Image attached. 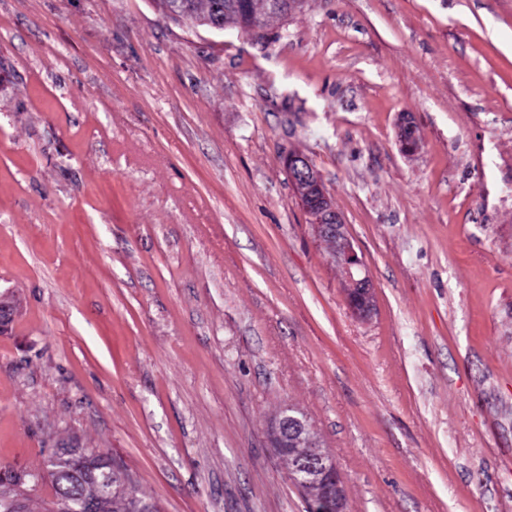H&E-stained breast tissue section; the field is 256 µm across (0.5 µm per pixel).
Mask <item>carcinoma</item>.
Segmentation results:
<instances>
[{"label": "carcinoma", "instance_id": "carcinoma-1", "mask_svg": "<svg viewBox=\"0 0 512 512\" xmlns=\"http://www.w3.org/2000/svg\"><path fill=\"white\" fill-rule=\"evenodd\" d=\"M156 8L175 22L189 23L194 26H209L211 23L222 21L241 31L258 42H265L277 33L268 31V22L277 14L267 11L265 0H152ZM87 471L102 468L101 452L94 448L83 449V455L71 462L64 460L55 463L48 458L43 467L16 469L10 466L0 467V473H5L15 486L28 489L26 504L15 506L13 498L17 495L14 489L0 488V512H53V507L63 499L73 496H83L89 499L91 512H144L152 508L159 512L157 504L138 494L130 476L120 469L112 468V483L124 486L109 495L98 497L92 486L77 484L70 475L71 469ZM50 487L52 500L49 506H41L40 491Z\"/></svg>", "mask_w": 512, "mask_h": 512}]
</instances>
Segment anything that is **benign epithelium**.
Here are the masks:
<instances>
[{
  "label": "benign epithelium",
  "mask_w": 512,
  "mask_h": 512,
  "mask_svg": "<svg viewBox=\"0 0 512 512\" xmlns=\"http://www.w3.org/2000/svg\"><path fill=\"white\" fill-rule=\"evenodd\" d=\"M286 163L294 181H301L320 191L317 210L313 214L318 236L334 249L336 259L346 270L349 305L358 315L369 316L373 310L372 284L368 277L359 276L362 261L344 231L341 216L333 208L322 183L315 182L316 171L305 155L290 152ZM269 439L275 448H294L288 477L305 495L310 512H346L344 486L333 479L336 461L319 448L311 425L302 412L293 407L280 410L271 422Z\"/></svg>",
  "instance_id": "7a95c632"
}]
</instances>
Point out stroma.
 I'll return each instance as SVG.
<instances>
[{
	"label": "stroma",
	"instance_id": "obj_1",
	"mask_svg": "<svg viewBox=\"0 0 512 512\" xmlns=\"http://www.w3.org/2000/svg\"><path fill=\"white\" fill-rule=\"evenodd\" d=\"M270 27L0 0V466L96 448L161 512H306L267 439L295 406L347 512H512V0H306ZM286 163L288 172L290 170L295 182L301 181L304 185H310L320 191L317 200L318 208L315 214H311L318 236L334 249L336 259L346 270L350 286L348 294L346 292L349 305L358 315L369 316L373 310L372 284L366 275L356 278L361 271L362 261L344 231L345 225L341 216L333 208L322 182L315 183V177L318 174L305 155L299 152L297 154L290 152L286 157ZM356 290L358 293L349 295Z\"/></svg>",
	"mask_w": 512,
	"mask_h": 512
}]
</instances>
